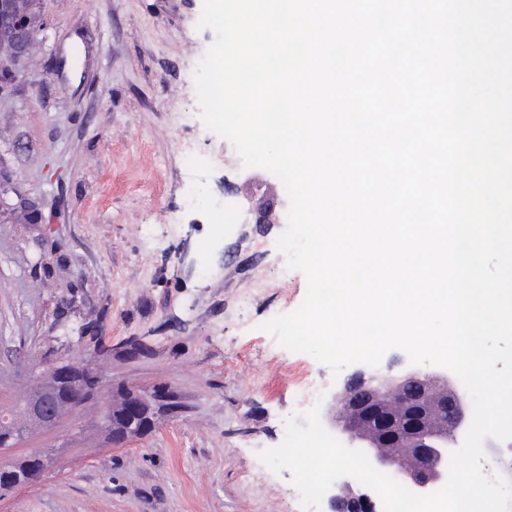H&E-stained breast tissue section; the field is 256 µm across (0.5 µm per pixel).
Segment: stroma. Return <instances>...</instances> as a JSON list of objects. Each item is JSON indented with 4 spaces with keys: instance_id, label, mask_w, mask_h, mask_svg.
<instances>
[{
    "instance_id": "35a3bbf8",
    "label": "stroma",
    "mask_w": 512,
    "mask_h": 512,
    "mask_svg": "<svg viewBox=\"0 0 512 512\" xmlns=\"http://www.w3.org/2000/svg\"><path fill=\"white\" fill-rule=\"evenodd\" d=\"M202 7L35 2L34 54L0 95V416L62 360L103 386L9 451L49 465L0 512H303L290 472L259 454L283 441L304 380L329 399L352 369L262 328L307 282L276 246L281 181L201 118L194 72L215 38L197 27ZM254 195L274 201V223H255ZM123 389L159 399L151 429L116 448L101 410Z\"/></svg>"
}]
</instances>
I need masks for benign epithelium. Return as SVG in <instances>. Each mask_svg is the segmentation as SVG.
I'll list each match as a JSON object with an SVG mask.
<instances>
[{
    "instance_id": "benign-epithelium-1",
    "label": "benign epithelium",
    "mask_w": 512,
    "mask_h": 512,
    "mask_svg": "<svg viewBox=\"0 0 512 512\" xmlns=\"http://www.w3.org/2000/svg\"><path fill=\"white\" fill-rule=\"evenodd\" d=\"M34 0H0V94L13 79L6 62L28 55L35 33L42 25L33 9ZM255 223H269L272 206L265 199L252 202ZM44 386L25 402L29 417L42 427H52L64 408L78 409L87 401L89 385L100 386L101 376L91 367L76 375L60 362L42 374ZM153 395L127 390L124 427L112 428V445L121 447L152 425ZM324 427L350 448L363 451L372 466L387 472L410 491L429 495L446 484L448 459L471 423L467 392L451 371L435 366L429 370L409 365L395 374H369L355 370L335 394L325 413ZM30 467L25 459L23 487L47 467ZM379 495L370 488L346 485L329 498L330 512H377Z\"/></svg>"
}]
</instances>
